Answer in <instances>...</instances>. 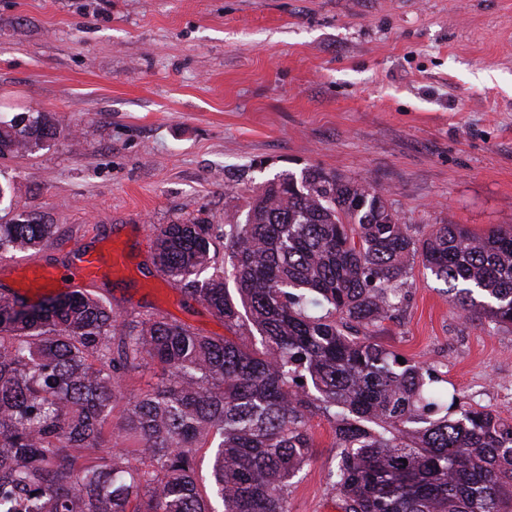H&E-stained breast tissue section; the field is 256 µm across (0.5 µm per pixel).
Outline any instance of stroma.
<instances>
[{
    "label": "stroma",
    "mask_w": 512,
    "mask_h": 512,
    "mask_svg": "<svg viewBox=\"0 0 512 512\" xmlns=\"http://www.w3.org/2000/svg\"><path fill=\"white\" fill-rule=\"evenodd\" d=\"M54 139L0 156V223L56 227L0 255V287L98 259L114 313L208 336L212 315L153 264L156 227L236 223L228 189L317 165L383 190L414 236L512 225V0H0V121ZM376 341L432 366L445 403L512 418V332L471 321L415 266ZM289 512H336L323 418Z\"/></svg>",
    "instance_id": "1"
}]
</instances>
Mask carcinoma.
I'll return each mask as SVG.
<instances>
[{"mask_svg":"<svg viewBox=\"0 0 512 512\" xmlns=\"http://www.w3.org/2000/svg\"><path fill=\"white\" fill-rule=\"evenodd\" d=\"M56 133L41 112L1 122L0 151ZM237 200L242 223L165 224L155 238L159 270L230 336L121 317L79 288L0 298V512H288L316 416L339 449L327 480L340 512H512V422L469 403L436 417L435 371L375 342L417 263L466 317L511 330L512 227L416 238L383 191L317 166ZM54 233L1 223L0 253ZM151 367L157 382L127 396Z\"/></svg>","mask_w":512,"mask_h":512,"instance_id":"1","label":"carcinoma"}]
</instances>
